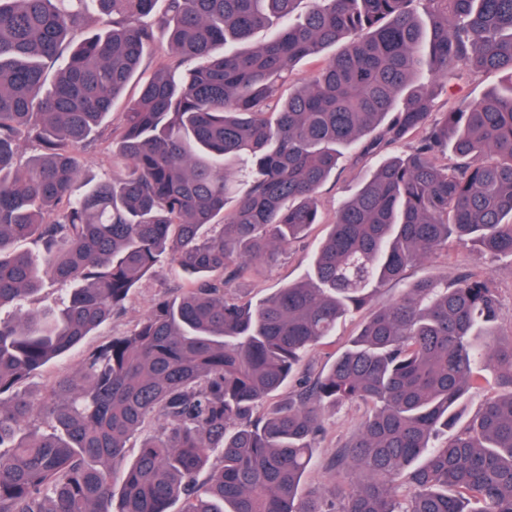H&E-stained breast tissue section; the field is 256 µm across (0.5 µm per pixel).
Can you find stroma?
<instances>
[{
  "label": "stroma",
  "instance_id": "obj_1",
  "mask_svg": "<svg viewBox=\"0 0 512 512\" xmlns=\"http://www.w3.org/2000/svg\"><path fill=\"white\" fill-rule=\"evenodd\" d=\"M376 164V157L363 158L360 157L358 149H349L335 176L320 189L322 223L313 225L305 237L292 242L276 264H256L247 276L233 284L232 295L256 303L273 294L278 288L306 280L314 249L327 234L330 223L334 221L338 203L356 190L360 181L375 169ZM464 271L492 274L503 312L499 331L505 336L512 334V259L486 256L455 244L450 245L448 250L409 267L403 280L382 285L373 298V304L377 307L387 304L400 294L407 283L423 278L451 280ZM181 284V278L169 264H160L154 276L141 288L136 289L122 314L113 317L111 322L87 337L80 346L49 364L27 382V389L37 393L43 391L57 378L74 374L89 349L107 341L111 336L131 332L149 312L156 298L170 289L180 287ZM365 319V313L359 312L341 321L330 343L318 346L307 353L301 366L302 375L313 377L327 369L337 352L347 344L351 336L358 333ZM367 412V406L362 403H347L325 408L326 432L318 443L316 463L305 478V487L327 492L332 490L334 481L324 470L323 465L345 439L358 430Z\"/></svg>",
  "mask_w": 512,
  "mask_h": 512
}]
</instances>
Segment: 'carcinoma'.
I'll return each mask as SVG.
<instances>
[{"mask_svg":"<svg viewBox=\"0 0 512 512\" xmlns=\"http://www.w3.org/2000/svg\"><path fill=\"white\" fill-rule=\"evenodd\" d=\"M164 2L158 17L157 0H0V512H512V336L488 274L409 283L258 413L409 266L453 242L512 256V0ZM158 26L171 53L149 74ZM334 48L283 97L299 62ZM487 71L507 84L435 111ZM134 80L109 133L121 174L76 192L78 151ZM22 141L40 149L24 166ZM358 144L406 151L339 203L305 281L233 297L317 223L320 188ZM163 260L184 288L74 375L21 389ZM49 278L69 285L61 307L26 310ZM481 363L493 395L437 442ZM353 401L371 411L327 464L348 488L304 489L325 405ZM368 314L369 310H365L341 321L330 343L318 346L307 353L299 377H315L322 370H326L336 357V353L347 344L351 336L358 333Z\"/></svg>","mask_w":512,"mask_h":512,"instance_id":"carcinoma-1","label":"carcinoma"}]
</instances>
